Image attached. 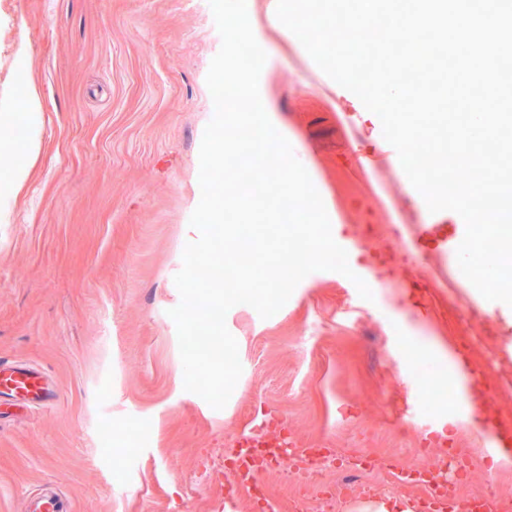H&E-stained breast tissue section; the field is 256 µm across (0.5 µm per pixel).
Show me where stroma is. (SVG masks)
<instances>
[{"mask_svg":"<svg viewBox=\"0 0 512 512\" xmlns=\"http://www.w3.org/2000/svg\"><path fill=\"white\" fill-rule=\"evenodd\" d=\"M247 9L267 54L264 108L302 145L332 229L358 243L355 262L377 278L373 298L316 271L270 318L235 306L226 325L243 371L227 405L185 391L169 311L183 250L199 236L190 217L215 112L206 76L221 37L209 0H0V106L32 84L44 117L24 195L0 189V360L38 367L54 394L49 406L0 396V512H23L46 488L72 512H215L218 483L195 474L267 412L287 418L298 447L336 456L302 504L284 474H264L284 512L314 507L358 453L376 468L325 512H377L411 493L384 490L385 460L413 467L445 454L396 418L418 362L448 390L435 410L448 420L447 448L470 461L458 497L490 476L497 512H512V463L483 455L477 418L453 420L445 366L453 352L492 374L488 395L512 412V357L499 351L512 343V307L433 277L439 242L413 237L415 225L437 221L421 194L381 164L383 208L347 176L356 158L378 153L379 118L341 86L319 90L320 68L270 0ZM413 276L431 289L416 295Z\"/></svg>","mask_w":512,"mask_h":512,"instance_id":"35a3bbf8","label":"stroma"}]
</instances>
